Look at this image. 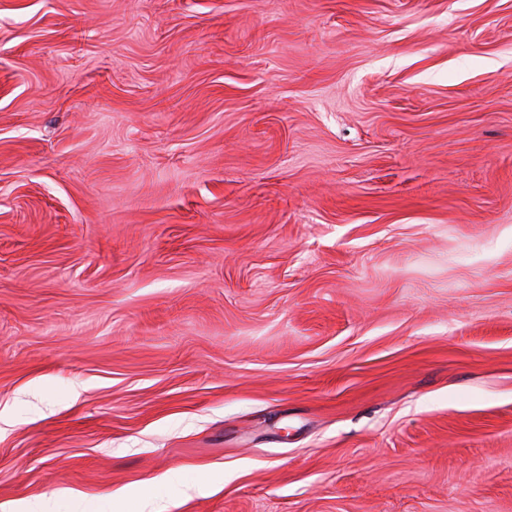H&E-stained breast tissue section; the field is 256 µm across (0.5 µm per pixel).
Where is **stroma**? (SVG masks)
Listing matches in <instances>:
<instances>
[{
	"label": "stroma",
	"mask_w": 512,
	"mask_h": 512,
	"mask_svg": "<svg viewBox=\"0 0 512 512\" xmlns=\"http://www.w3.org/2000/svg\"><path fill=\"white\" fill-rule=\"evenodd\" d=\"M4 405L0 505L512 512V0H0Z\"/></svg>",
	"instance_id": "stroma-1"
}]
</instances>
